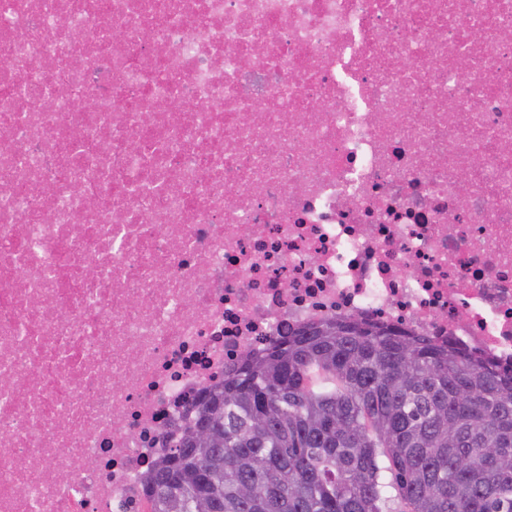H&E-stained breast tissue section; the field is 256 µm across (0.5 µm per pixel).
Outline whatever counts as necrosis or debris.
<instances>
[{
	"label": "necrosis or debris",
	"instance_id": "1",
	"mask_svg": "<svg viewBox=\"0 0 512 512\" xmlns=\"http://www.w3.org/2000/svg\"><path fill=\"white\" fill-rule=\"evenodd\" d=\"M509 29L512 0H0V512H148L202 391L325 319L512 369Z\"/></svg>",
	"mask_w": 512,
	"mask_h": 512
}]
</instances>
